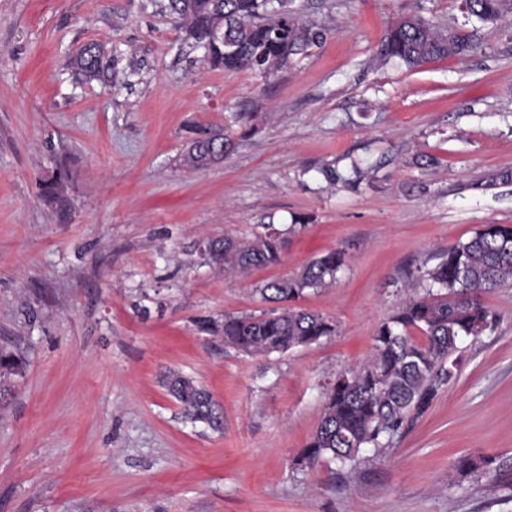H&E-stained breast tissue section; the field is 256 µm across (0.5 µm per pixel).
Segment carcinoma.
Instances as JSON below:
<instances>
[{
  "label": "carcinoma",
  "mask_w": 512,
  "mask_h": 512,
  "mask_svg": "<svg viewBox=\"0 0 512 512\" xmlns=\"http://www.w3.org/2000/svg\"><path fill=\"white\" fill-rule=\"evenodd\" d=\"M180 25L204 60L226 70L250 71L270 78L288 67L324 38V30L301 21L288 0H171ZM472 16L497 21L512 12V0H473ZM478 43L475 33H448L420 16L390 25L378 49L382 59H398L415 68L436 59L462 57ZM105 50L86 44L75 57L76 73L86 81L106 78ZM233 140L221 130L200 126L182 154V166L203 172L227 156ZM211 261L226 272L278 265L284 249L283 231L266 226L252 238L222 237L204 241ZM345 252L329 251L296 275L265 282L257 288L268 302H292L308 289L336 284ZM512 284V225L484 224L464 242L448 248L422 277V291L403 300L375 331L372 355L365 365L326 387L316 430L295 464L311 467L325 457L355 466L365 448H384L409 420L423 414L439 389L459 371L460 342L478 337L496 324V315L482 295ZM204 330L224 337V345L249 355L278 354L317 344L338 333L336 322L320 313L275 308L259 315L224 316ZM162 385L180 405L187 421L223 430V416L211 394L192 378L169 371ZM464 476H497L495 459L458 458Z\"/></svg>",
  "instance_id": "obj_1"
}]
</instances>
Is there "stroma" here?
I'll return each mask as SVG.
<instances>
[{
	"instance_id": "1",
	"label": "stroma",
	"mask_w": 512,
	"mask_h": 512,
	"mask_svg": "<svg viewBox=\"0 0 512 512\" xmlns=\"http://www.w3.org/2000/svg\"><path fill=\"white\" fill-rule=\"evenodd\" d=\"M170 0H0V346L22 363L0 405V512H512V286L484 294L493 330L464 339L458 377L357 467L295 460L324 384L360 366L422 272L485 224H512V14L461 0H292L324 28L266 79L204 62ZM419 15L482 47L408 68L380 60ZM92 41L112 77L72 61ZM235 147L196 173L195 125ZM61 195L42 183L55 169ZM274 225L279 265L249 275L198 245ZM344 250L334 287L299 307L339 333L247 355L205 320L267 310L260 283ZM193 378L215 432L161 385ZM492 455L495 481L455 464ZM472 2V16L483 21H497L505 13L512 12L511 0H470Z\"/></svg>"
}]
</instances>
